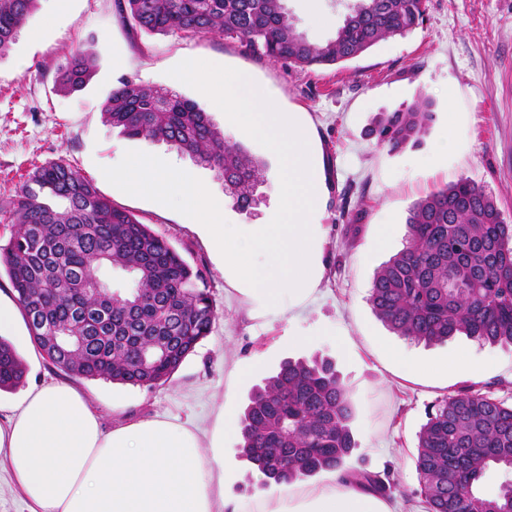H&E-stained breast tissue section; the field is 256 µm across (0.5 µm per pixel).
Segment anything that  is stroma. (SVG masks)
Masks as SVG:
<instances>
[{
  "mask_svg": "<svg viewBox=\"0 0 512 512\" xmlns=\"http://www.w3.org/2000/svg\"><path fill=\"white\" fill-rule=\"evenodd\" d=\"M351 0H285L297 31L310 41L332 39ZM422 25L389 37L358 58L331 67L288 69L265 57L244 54L220 34L146 35L124 28L114 0H39L16 43L0 58V240H8L7 214L33 166L63 160L90 180L113 206L135 215L200 268L217 309L211 334L166 382L139 387L105 380H78L103 424L112 428L157 413L193 415L203 442H210L225 404L243 410L251 389L288 358L315 354L335 359L354 408L358 443L344 467L379 474L392 485L399 512H424L415 467L418 433L429 405L465 386L512 402V349L482 345L457 335L424 345L392 332L369 303L375 271L405 242L409 208L435 189L465 176L495 197L512 220V0H426ZM95 56L94 73L81 90L54 89V75L74 50ZM186 59L249 68L257 84L282 110L300 113L311 130V149L322 170L324 196L316 221L326 235L318 298L305 319L288 318L287 302L252 314L237 289L240 281L208 246L203 229L160 203L123 193L104 168L126 151L156 155L201 179L234 226L270 222L279 204V161L232 124L201 92L170 76ZM132 81L163 86L195 101L233 143L265 165L259 204L237 210L211 168L165 143L123 136L102 117L112 90ZM430 103L433 118L419 143L392 151L370 131L384 113ZM452 134L448 153L436 143ZM348 212H341V203ZM391 224L384 247L375 229ZM12 344L26 364L21 386L0 391V404L26 390L61 379L44 357L23 341ZM402 350L435 365L466 351L483 363L479 377L466 370L412 379L394 358ZM259 371H252L255 357ZM247 377L227 388L231 370ZM239 437L224 439V498L239 502L276 493L263 485L241 457Z\"/></svg>",
  "mask_w": 512,
  "mask_h": 512,
  "instance_id": "stroma-1",
  "label": "stroma"
}]
</instances>
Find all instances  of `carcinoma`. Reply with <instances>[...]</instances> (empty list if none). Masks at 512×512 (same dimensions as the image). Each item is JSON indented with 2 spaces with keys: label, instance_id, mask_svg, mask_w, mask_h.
<instances>
[{
  "label": "carcinoma",
  "instance_id": "carcinoma-1",
  "mask_svg": "<svg viewBox=\"0 0 512 512\" xmlns=\"http://www.w3.org/2000/svg\"><path fill=\"white\" fill-rule=\"evenodd\" d=\"M38 0H0V58L9 52ZM124 27L147 35L222 34L251 54L309 69L349 62L424 20L425 0H353L335 38L315 44L298 32L284 0H116ZM93 56L71 54L55 74L61 92L82 89ZM105 122L130 138L163 142L213 168L224 195L249 212L263 166L226 139L196 102L164 88L125 82L112 90ZM427 105L387 112L371 130L397 150L427 131ZM15 224L0 245L28 331L42 348L40 321L86 330V344L49 358L68 376L153 386L175 373L210 335L216 308L199 268L134 215L118 209L70 164L34 166L10 210ZM403 248L375 274L370 304L399 336L426 345L462 333L512 347V223L493 195L467 177L431 192L408 210ZM121 277L104 282L102 266ZM155 344L143 362L141 348ZM26 368L0 338V389ZM353 407L336 363L286 360L252 392L239 418L241 452L263 484H292L335 472L390 495L368 471L349 473L356 448ZM416 471L428 512H512V483L494 497L479 484L493 468L512 469V403L462 389L434 405L419 433Z\"/></svg>",
  "mask_w": 512,
  "mask_h": 512
}]
</instances>
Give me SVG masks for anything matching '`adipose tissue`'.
I'll use <instances>...</instances> for the list:
<instances>
[{
  "label": "adipose tissue",
  "instance_id": "adipose-tissue-1",
  "mask_svg": "<svg viewBox=\"0 0 512 512\" xmlns=\"http://www.w3.org/2000/svg\"><path fill=\"white\" fill-rule=\"evenodd\" d=\"M0 465L29 512H391L337 478L227 506L223 459L202 453L193 420L158 415L108 430L66 382L32 389L0 424Z\"/></svg>",
  "mask_w": 512,
  "mask_h": 512
}]
</instances>
